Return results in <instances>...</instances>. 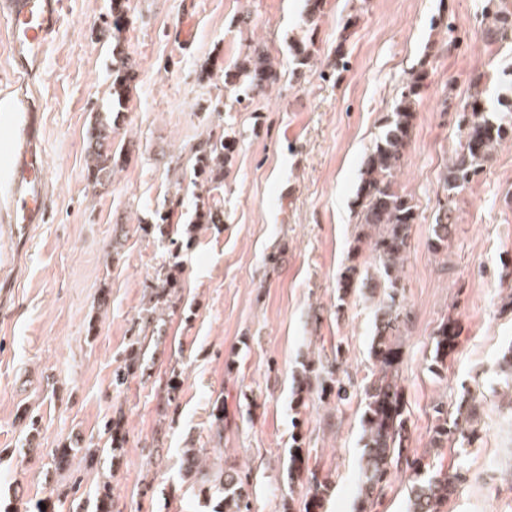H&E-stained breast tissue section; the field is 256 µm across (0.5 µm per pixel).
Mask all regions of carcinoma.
<instances>
[{
    "label": "carcinoma",
    "instance_id": "obj_1",
    "mask_svg": "<svg viewBox=\"0 0 512 512\" xmlns=\"http://www.w3.org/2000/svg\"><path fill=\"white\" fill-rule=\"evenodd\" d=\"M485 11L491 14L488 30L500 39L512 36V11L488 0ZM112 31L121 32L127 24L124 0H112ZM294 72L300 77L310 66L308 44L293 46ZM133 66L127 61L112 69L110 94L112 102L122 105L134 82ZM426 79L420 69L403 86L390 115L386 118L382 137L366 152L361 178L356 190L357 233L348 251L347 264L337 278L338 301L345 302L356 289L382 291L375 310V329L370 346L371 378L363 387L364 402L361 417L363 454L360 464L361 496L358 512H373L380 492L388 484L392 468L403 463L409 473V512H443V507L455 494L462 480L460 468L449 471L444 466L425 461L422 456H409L406 441L408 428L406 407L401 385L400 336L406 316L396 304L403 289L402 272L412 225L417 220V206L412 196L397 186L406 148L411 138L415 106ZM279 80V71L271 57L257 49L224 71V86L238 91V101L251 100L265 94ZM501 105L507 111L499 116L487 112L483 92L472 93L459 113V142L443 178V191L451 198L477 180L485 171L493 150L505 140H512V84L503 87ZM229 144L224 135L210 132L199 142L193 155L195 174L201 182L217 189L224 183V161ZM86 171L96 186L105 187L121 166L112 152V117L96 116L86 133ZM222 212L210 207L196 211L195 223L219 224ZM456 216L450 206L439 208L428 239V249L435 255L448 254V244ZM156 296L169 302L177 298L181 288L175 267H163L157 272ZM458 337L457 326L450 319L442 323L433 338L432 365L445 366ZM307 390L317 389L336 396L340 402L352 397L345 382L334 372L308 370ZM437 414L430 443L442 448L450 443L470 444L474 438L476 417L475 398H461L456 412L448 414L434 408ZM202 457L194 448L184 450L185 472H201ZM205 482L220 495L216 512H251V501L245 489L246 476L235 466L220 467L203 474ZM328 485L311 473L309 500L305 512H320Z\"/></svg>",
    "mask_w": 512,
    "mask_h": 512
}]
</instances>
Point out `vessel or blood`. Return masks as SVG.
<instances>
[{
    "mask_svg": "<svg viewBox=\"0 0 512 512\" xmlns=\"http://www.w3.org/2000/svg\"><path fill=\"white\" fill-rule=\"evenodd\" d=\"M61 9V0H0V18L6 23L15 78V92L0 100V112L16 115L13 136L0 149V172L7 177L8 213L14 224L38 223L50 202L38 138L40 100L28 85L46 45L55 37Z\"/></svg>",
    "mask_w": 512,
    "mask_h": 512,
    "instance_id": "vessel-or-blood-1",
    "label": "vessel or blood"
}]
</instances>
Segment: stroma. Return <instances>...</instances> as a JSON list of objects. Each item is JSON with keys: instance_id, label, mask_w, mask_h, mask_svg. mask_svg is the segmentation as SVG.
<instances>
[{"instance_id": "35a3bbf8", "label": "stroma", "mask_w": 512, "mask_h": 512, "mask_svg": "<svg viewBox=\"0 0 512 512\" xmlns=\"http://www.w3.org/2000/svg\"><path fill=\"white\" fill-rule=\"evenodd\" d=\"M62 2L32 79L51 212L26 238L0 219V512H94L106 482L114 512H212L216 498L184 470L187 448L206 468L248 472L253 512H304L313 472L330 485L322 512H353L376 302L355 292L338 304L336 282L361 158L420 69L427 84L397 176L419 214L397 297L407 446L462 465L444 512H512V386L497 366L512 345V142L456 196L447 255L427 248L456 115L477 87L498 111L512 78V39L489 38L486 0H325L311 24L305 0H128L117 37L111 0ZM305 38L312 66L297 80L292 46ZM116 39L136 80L114 112ZM257 46L283 77L244 107L224 71ZM105 111L124 163L95 188L85 131ZM212 130L234 147L217 191L189 159ZM203 205L222 223H195ZM169 209L176 227L164 236L157 214ZM174 263L178 299L147 322L156 273ZM450 318L460 334L434 373L433 333ZM137 339L140 362L114 388ZM311 367L336 371L352 399L300 395ZM467 390L480 404L471 445L431 447L434 406L455 410ZM108 423L121 448H108ZM74 441L69 467L56 469L53 451ZM296 445L305 466L293 471Z\"/></svg>"}]
</instances>
